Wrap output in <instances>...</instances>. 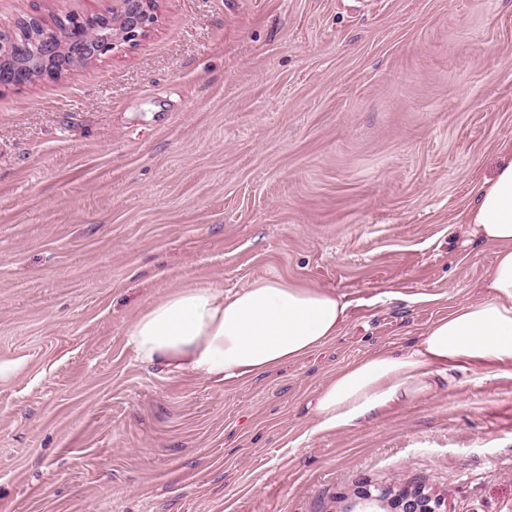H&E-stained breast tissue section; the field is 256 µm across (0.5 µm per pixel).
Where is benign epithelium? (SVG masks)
Listing matches in <instances>:
<instances>
[{
    "label": "benign epithelium",
    "mask_w": 512,
    "mask_h": 512,
    "mask_svg": "<svg viewBox=\"0 0 512 512\" xmlns=\"http://www.w3.org/2000/svg\"><path fill=\"white\" fill-rule=\"evenodd\" d=\"M157 0H112V9L102 13L70 14L53 29V37L39 38L44 28L37 16L26 18L30 39L14 34L0 39V86L22 87L35 76L26 73L31 65L42 67L39 77L59 78L66 72L97 61L112 51L134 46L145 38L156 21ZM357 497L366 502L386 500L394 512H447L445 498L415 481L400 489L392 485L363 483Z\"/></svg>",
    "instance_id": "1"
}]
</instances>
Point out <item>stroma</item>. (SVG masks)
<instances>
[{
	"instance_id": "obj_1",
	"label": "stroma",
	"mask_w": 512,
	"mask_h": 512,
	"mask_svg": "<svg viewBox=\"0 0 512 512\" xmlns=\"http://www.w3.org/2000/svg\"><path fill=\"white\" fill-rule=\"evenodd\" d=\"M112 0H0V30ZM149 35L0 87V512H345L421 481L512 512V366L312 433L336 372L483 297L466 215L512 148V0H158ZM326 288L338 335L224 383L141 362L179 288Z\"/></svg>"
}]
</instances>
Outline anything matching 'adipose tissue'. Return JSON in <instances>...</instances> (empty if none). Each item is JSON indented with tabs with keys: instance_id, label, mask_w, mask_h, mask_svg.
<instances>
[{
	"instance_id": "adipose-tissue-1",
	"label": "adipose tissue",
	"mask_w": 512,
	"mask_h": 512,
	"mask_svg": "<svg viewBox=\"0 0 512 512\" xmlns=\"http://www.w3.org/2000/svg\"><path fill=\"white\" fill-rule=\"evenodd\" d=\"M467 221L496 249L485 295L434 321L407 353H376L340 369L312 404L313 432L350 427L425 382L432 369L512 365V151L482 185ZM346 306L328 289L260 277L238 291L183 288L151 303L127 327L142 361L175 374L232 381L299 360L336 336Z\"/></svg>"
}]
</instances>
